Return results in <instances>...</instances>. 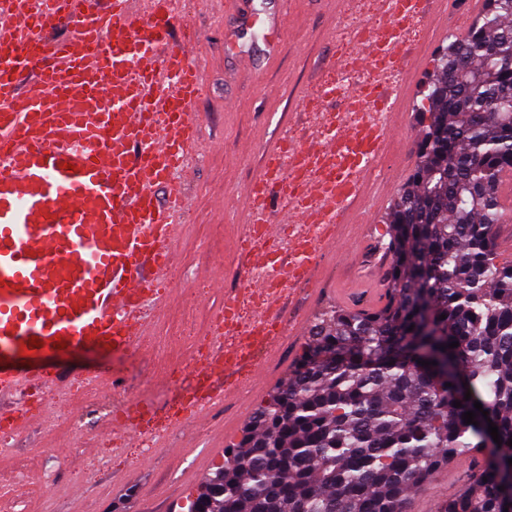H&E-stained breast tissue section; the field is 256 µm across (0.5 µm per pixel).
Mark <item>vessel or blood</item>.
Here are the masks:
<instances>
[{
	"label": "vessel or blood",
	"mask_w": 512,
	"mask_h": 512,
	"mask_svg": "<svg viewBox=\"0 0 512 512\" xmlns=\"http://www.w3.org/2000/svg\"><path fill=\"white\" fill-rule=\"evenodd\" d=\"M0 0V396L40 385L3 363L61 348L128 349L132 312L158 306L184 219L189 159L198 143L194 103L202 74L195 39L171 36L177 0ZM388 26L361 25L358 49L335 63L353 79L335 121L300 145L270 147L249 183L238 254L252 279L224 292L210 344L194 369L184 418L202 420L238 392L229 374L275 360L286 334L278 312L321 256L356 224L406 100L420 22L444 19L446 0H384ZM264 59L288 29L266 8ZM32 71L20 83L23 71ZM167 191L159 200L158 188ZM293 201L272 219L273 197ZM250 320H242L243 301ZM224 383H217L218 374ZM151 408L125 401L110 429L132 433ZM34 417L0 409L18 433Z\"/></svg>",
	"instance_id": "obj_1"
}]
</instances>
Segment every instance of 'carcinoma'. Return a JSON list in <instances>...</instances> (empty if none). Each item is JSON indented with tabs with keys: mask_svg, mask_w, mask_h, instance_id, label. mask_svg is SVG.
<instances>
[{
	"mask_svg": "<svg viewBox=\"0 0 512 512\" xmlns=\"http://www.w3.org/2000/svg\"><path fill=\"white\" fill-rule=\"evenodd\" d=\"M506 92L512 0H485L423 91L419 160L386 213V303L316 315L301 356L191 512H408L411 494L461 459L473 474L436 512H512L498 478L512 457L485 453L482 432L462 419L480 402L509 445L512 264L493 261L499 184L512 172Z\"/></svg>",
	"mask_w": 512,
	"mask_h": 512,
	"instance_id": "carcinoma-1",
	"label": "carcinoma"
}]
</instances>
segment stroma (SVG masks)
<instances>
[{
	"instance_id": "stroma-1",
	"label": "stroma",
	"mask_w": 512,
	"mask_h": 512,
	"mask_svg": "<svg viewBox=\"0 0 512 512\" xmlns=\"http://www.w3.org/2000/svg\"><path fill=\"white\" fill-rule=\"evenodd\" d=\"M283 8L291 25L279 53L254 77L244 78L237 70L238 55L245 50L263 53L262 24L247 22L232 0H212L204 7L196 0H180L179 11L198 37L195 62L203 73L204 93L195 107L201 149L187 187L186 222L175 243L172 272L179 283L160 308L145 312L152 325L149 356L81 347L36 360L32 372L43 379L34 402L40 418L15 436L12 447L0 450V476L22 466L35 477L24 495V512H190L197 491L224 464L209 454L223 438L225 424L243 430L301 354L305 336L289 335L278 366L260 371L241 367L237 399L212 408L204 425L184 421L182 400L172 396L174 382L166 375L176 368L184 382H191L193 339L211 335L225 289L244 281L237 252L246 222L244 192L265 147L288 126L311 125V115H294V107L301 93L314 92L325 78V62L336 53L341 29L352 26L337 18L336 0H284ZM452 38L434 26L424 35L429 53L417 60L407 78L393 168L414 169L428 118L421 91ZM387 211L384 205L368 209L355 231L346 232L348 252L324 262L316 280L281 308L285 325H292L300 307L315 315L339 304L341 289L355 285L350 270L360 242L375 247L386 242ZM95 372L107 381L106 392H77V379ZM113 398L135 399L152 408L134 438L122 443L100 431ZM63 413L69 421H60ZM150 437L157 449L147 456L142 445ZM47 448L54 449V456H44ZM97 457L107 459V467L83 472V463Z\"/></svg>"
}]
</instances>
